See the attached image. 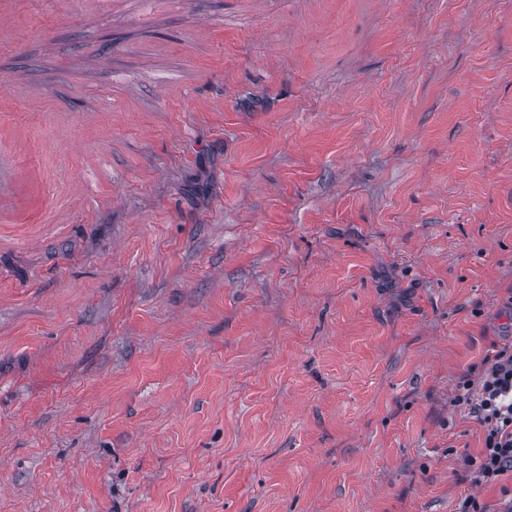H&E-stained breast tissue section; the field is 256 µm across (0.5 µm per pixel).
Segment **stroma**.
Returning a JSON list of instances; mask_svg holds the SVG:
<instances>
[{
    "label": "stroma",
    "instance_id": "1",
    "mask_svg": "<svg viewBox=\"0 0 512 512\" xmlns=\"http://www.w3.org/2000/svg\"><path fill=\"white\" fill-rule=\"evenodd\" d=\"M512 343V0H0V512H454Z\"/></svg>",
    "mask_w": 512,
    "mask_h": 512
}]
</instances>
